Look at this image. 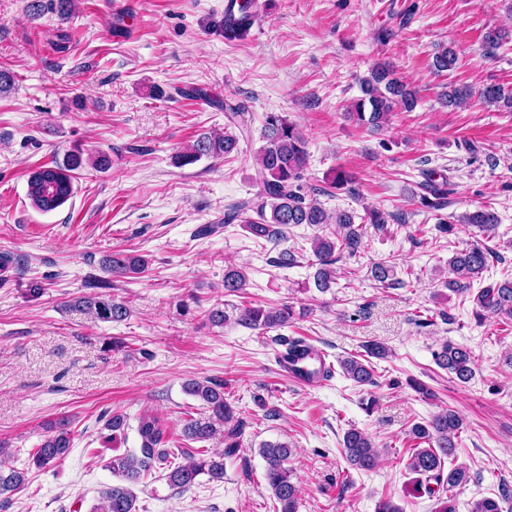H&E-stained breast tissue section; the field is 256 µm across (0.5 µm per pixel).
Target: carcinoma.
<instances>
[{
  "mask_svg": "<svg viewBox=\"0 0 512 512\" xmlns=\"http://www.w3.org/2000/svg\"><path fill=\"white\" fill-rule=\"evenodd\" d=\"M257 17L256 0H240L238 16L232 21L224 20V38L229 41L241 40L249 32ZM512 37L500 28H491L483 35V46L489 55ZM458 61L454 47L441 45L433 58V67L438 72L453 69ZM361 98L355 100L347 117L362 125L382 129L389 125L392 113L401 110L413 111L418 103V91L396 76L393 67L387 62L376 64L370 75L361 82ZM479 94L483 102L497 109L512 112V91L507 92L499 85H488L475 92L468 85H448L443 92V103L457 107L466 103L474 94ZM228 122L238 129L248 126L246 113L240 106L225 104ZM263 146L258 151L255 164L258 171V193L256 201L237 203L224 212V223L239 222L246 225L251 235L263 239L277 247L286 239V229L290 225L307 224L337 226L333 236L318 235L312 241V253L317 269L314 274L315 288L327 292L336 283L334 265L343 255L353 256L364 247L368 227L380 230L387 224V215L378 208L365 209L359 217L353 211L337 209L328 211L315 197H307L303 192L302 180L308 164L306 140L303 133L288 120L277 114L267 116L262 132ZM239 138L235 134L199 136L185 153L178 155L180 162L190 164L203 156L225 158L238 150ZM109 165L105 155L86 157L79 150L67 154L61 164L41 166L31 173L27 195L33 207L48 213L62 207L74 194V180L77 171L90 166L103 169ZM422 187L425 194L420 203L435 212L438 227L451 231L454 224H465L483 234L495 230L500 218L494 208L479 206L461 216L450 218L441 214L448 206V180L434 178V173L423 170ZM494 252L482 244H473L456 253L449 260L456 278L448 281V290L466 296L471 294L472 282L482 277L490 266ZM106 264L117 276L139 274L148 266V260L131 256L124 252H114L106 259ZM371 278L377 285L387 288L395 285V266L388 261L375 263L370 269ZM246 276L242 269L228 266L224 269V292L231 295L246 286ZM473 300L477 306L476 316L487 314L512 319V280L490 284L479 289ZM92 317L110 322H121L129 315L127 305L107 294L81 296L74 301ZM291 310L288 307L265 309L261 306L244 307L229 315L219 304L208 311V321L222 327L232 321L242 327L265 334L288 324ZM366 357L354 355L338 360L343 373L356 384H374L375 370L370 358H382L386 349L377 343L363 345ZM436 364L448 371L460 384H467L474 376V358L471 352L459 345L445 342L434 353ZM186 394L202 401L211 410L206 419L190 417L183 420L180 437L185 441L203 442L209 440L224 428V449L211 451L207 448H181L176 445L172 434L161 420L149 413L138 418L137 434L139 448L110 460L108 468L120 483L100 491L99 502L90 512H139L137 496L133 487L150 473L160 470L169 488L181 493L189 491L201 475L208 480H224V458L236 455L240 447L239 439L242 424L235 417V410L224 397V384L211 379H191L184 384ZM111 431L108 440L115 442L124 435L126 416L120 413L109 416L105 422ZM463 428V419L447 409L434 415L428 422L417 423L411 428L413 439L418 445L412 449L408 469L416 475L417 485L425 486L433 492L430 482H446L452 489L470 481L467 469L454 466L443 475L445 459L454 457L456 439ZM72 433L66 424L59 423L48 429V434L30 455L29 465L39 471L56 467L69 453ZM345 457L350 466L362 470L373 469L378 462V452L371 437L358 428L348 429L343 437ZM259 454L265 461V480L280 505L279 512H297L299 489L292 481L287 467L292 449L286 443L261 445ZM28 483L27 471L0 463V497L15 493ZM512 497V490L504 487L500 499L483 498L474 502L469 512H502L500 502Z\"/></svg>",
  "mask_w": 512,
  "mask_h": 512,
  "instance_id": "obj_1",
  "label": "carcinoma"
}]
</instances>
